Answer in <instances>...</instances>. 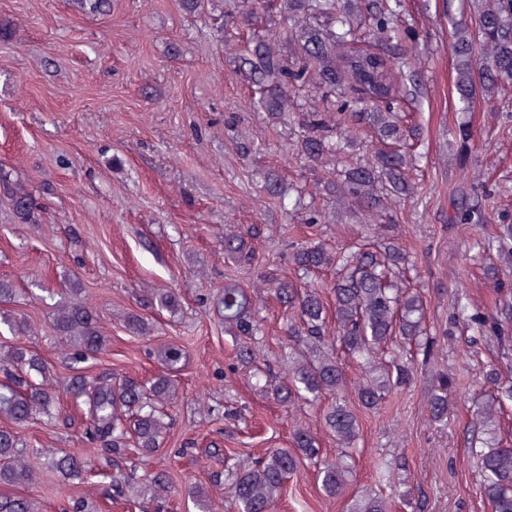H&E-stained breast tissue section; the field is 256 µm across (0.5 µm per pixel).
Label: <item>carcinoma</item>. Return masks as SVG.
Returning a JSON list of instances; mask_svg holds the SVG:
<instances>
[{"mask_svg":"<svg viewBox=\"0 0 512 512\" xmlns=\"http://www.w3.org/2000/svg\"><path fill=\"white\" fill-rule=\"evenodd\" d=\"M258 0H212L219 28L236 30L240 48L226 52L228 65L251 86L253 111L272 127L299 129L292 153L315 176L316 188L335 203V211L352 209L371 221L386 219L376 238L351 252H338L320 241L292 246L290 263L294 278L276 268H266L259 285L244 287L228 277L218 301L224 331L234 336L239 363L249 368L257 359L256 340L261 332L257 313L261 289L275 294L286 305L289 318L288 371L270 387V395L289 407L299 401H327L323 429L336 439L339 452L333 459L320 456L317 433L296 426L292 447L272 448L252 465L226 474L232 485L235 512H272L288 477L304 464L315 467L322 490L329 497L348 492V459L359 435V420L346 401L348 379L337 353L360 357L368 364L355 384L358 405L375 410L395 391L409 385L413 371L403 351L414 346L429 350L424 336L425 308L409 277L406 249L390 223L395 205L417 196L413 172L422 159L412 124L410 106L418 97L419 82L410 74L398 81L393 66L406 67L418 32L408 0H277L280 21L266 19L268 28L257 33L261 22ZM456 55L454 93L461 109L471 108L476 97L497 99L512 88V0H477L475 26L452 32ZM317 94L318 103L301 100ZM370 130L379 148L364 161L347 156L363 129ZM341 159L344 169L332 165ZM487 204L464 203L452 221L496 223V241L477 240L469 256L466 277L479 269L492 281L495 312L469 303L459 316L480 337H491L501 362L483 373V392L477 402L472 443L480 468V488L492 512H512V448L503 446L501 419L512 403V281L498 277L491 251L509 252L512 243V210L498 203L497 187L481 185ZM261 192L285 210L309 212V223L325 219L322 212L303 201L302 188L284 181L273 169L263 172ZM16 219L37 223L40 206L28 193L10 190ZM255 229L229 225L224 232V255L247 269L254 266ZM18 288L0 279V326L12 333L26 329L24 316L8 309ZM72 299L54 307L51 328L57 336V361L32 347L0 344V485L34 486L39 475L31 459L45 456L61 486L82 484L99 476L110 477V495L126 493L153 499L171 491L168 471L147 473L140 485L123 463L132 454L150 457L157 452L169 429L168 408L180 395L178 380L185 357L182 346L163 344L153 349L162 370L144 382L118 380L109 374L90 376L81 364L103 349L107 336L89 297L76 280L70 281ZM178 294L157 288L147 299L155 312H175ZM125 329L144 339L155 327L140 312L124 318ZM71 372L61 388L56 363ZM84 409L85 437L95 445L90 458L70 453H49L25 441L21 429L60 417L62 393ZM434 417L448 415L446 384L429 400ZM188 497L198 512H212L205 490L188 487ZM0 512H39L34 498L1 495ZM349 512H392L391 500L377 493L352 497Z\"/></svg>","mask_w":512,"mask_h":512,"instance_id":"1","label":"carcinoma"}]
</instances>
